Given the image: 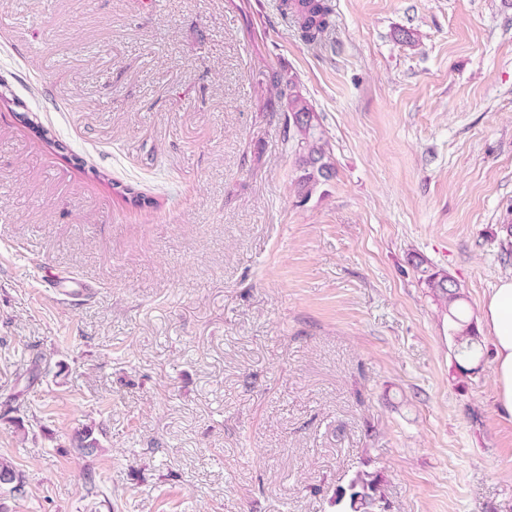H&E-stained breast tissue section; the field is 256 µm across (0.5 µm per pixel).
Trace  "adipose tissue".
I'll return each instance as SVG.
<instances>
[{"mask_svg":"<svg viewBox=\"0 0 512 512\" xmlns=\"http://www.w3.org/2000/svg\"><path fill=\"white\" fill-rule=\"evenodd\" d=\"M482 319L493 335L495 400L512 413V278L501 279L486 296Z\"/></svg>","mask_w":512,"mask_h":512,"instance_id":"adipose-tissue-1","label":"adipose tissue"}]
</instances>
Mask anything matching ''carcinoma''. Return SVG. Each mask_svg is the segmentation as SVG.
Listing matches in <instances>:
<instances>
[{
	"label": "carcinoma",
	"instance_id": "1",
	"mask_svg": "<svg viewBox=\"0 0 512 512\" xmlns=\"http://www.w3.org/2000/svg\"><path fill=\"white\" fill-rule=\"evenodd\" d=\"M281 13L291 17L304 43L318 45L333 26L335 5L333 0H282ZM269 80L277 97L284 101L286 132L296 141L297 193L306 201L320 184L335 176L329 143L312 103L299 89L297 77L291 73L285 77L274 71ZM424 283L434 297L448 306V317L455 324L452 335L459 358L457 368L467 374L471 372L467 364L477 357L480 341L473 322L468 320L460 306L463 299L460 287L441 270H426ZM384 482L379 473L361 471L350 481L347 489L337 493L336 503L346 502L350 512H385Z\"/></svg>",
	"mask_w": 512,
	"mask_h": 512
}]
</instances>
